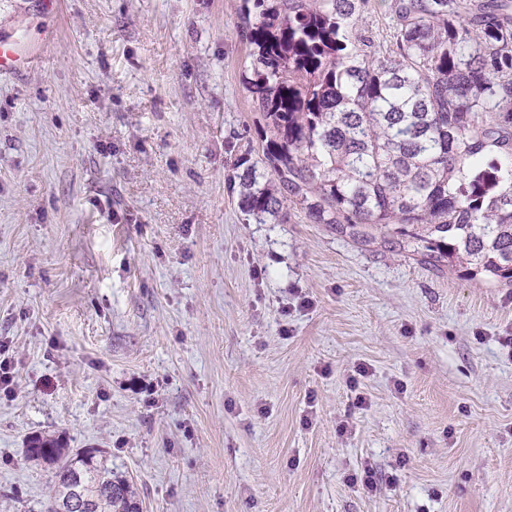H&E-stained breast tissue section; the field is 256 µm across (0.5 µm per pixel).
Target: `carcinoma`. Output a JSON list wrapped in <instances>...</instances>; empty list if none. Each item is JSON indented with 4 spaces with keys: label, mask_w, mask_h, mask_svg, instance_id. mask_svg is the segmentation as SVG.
<instances>
[{
    "label": "carcinoma",
    "mask_w": 512,
    "mask_h": 512,
    "mask_svg": "<svg viewBox=\"0 0 512 512\" xmlns=\"http://www.w3.org/2000/svg\"><path fill=\"white\" fill-rule=\"evenodd\" d=\"M368 4L243 0L261 163L278 181L259 185L240 158L244 210L261 221L290 202L512 285V0H388L384 40L362 25ZM27 451L55 468L45 512H140L106 451L41 435Z\"/></svg>",
    "instance_id": "1"
}]
</instances>
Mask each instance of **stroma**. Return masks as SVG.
<instances>
[{
  "instance_id": "1",
  "label": "stroma",
  "mask_w": 512,
  "mask_h": 512,
  "mask_svg": "<svg viewBox=\"0 0 512 512\" xmlns=\"http://www.w3.org/2000/svg\"><path fill=\"white\" fill-rule=\"evenodd\" d=\"M40 2L0 0V512H44L34 434L141 512H512V288L243 212L241 0Z\"/></svg>"
}]
</instances>
